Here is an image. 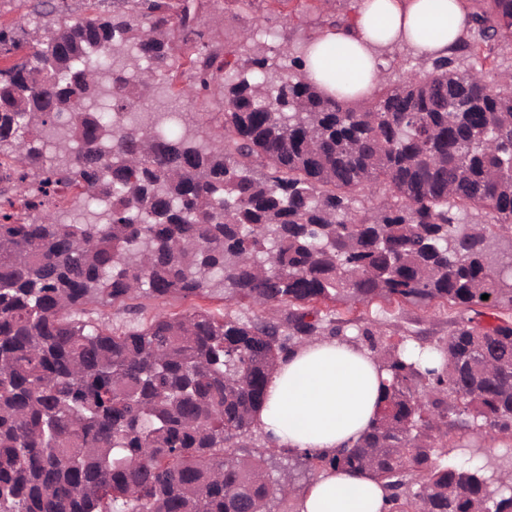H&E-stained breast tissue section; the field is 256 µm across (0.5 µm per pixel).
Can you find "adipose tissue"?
<instances>
[{
  "label": "adipose tissue",
  "instance_id": "adipose-tissue-1",
  "mask_svg": "<svg viewBox=\"0 0 512 512\" xmlns=\"http://www.w3.org/2000/svg\"><path fill=\"white\" fill-rule=\"evenodd\" d=\"M350 26L317 37L305 73L325 94L369 98L384 52L405 47L418 60L447 54L468 28L461 0H356ZM386 369L350 337L321 336L280 358L256 418L274 448L330 455L353 445L375 416ZM297 512H388L378 482L328 466L293 494Z\"/></svg>",
  "mask_w": 512,
  "mask_h": 512
}]
</instances>
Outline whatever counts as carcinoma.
I'll use <instances>...</instances> for the list:
<instances>
[{"label":"carcinoma","instance_id":"1","mask_svg":"<svg viewBox=\"0 0 512 512\" xmlns=\"http://www.w3.org/2000/svg\"><path fill=\"white\" fill-rule=\"evenodd\" d=\"M470 2L448 56L361 103L306 77L308 41L285 73L259 47L227 60L204 0H90L76 18L37 0L36 43L0 27V155L22 166L0 178L42 210L0 205V512H270L295 477L241 449L281 355L344 335L329 304L512 309V0ZM177 50L181 95L222 96V134L202 138L208 113L190 108L130 121L150 95L141 62L169 72ZM64 188L102 208L60 220ZM212 293L259 313L194 305L120 332L84 313ZM435 349L440 372L389 352L362 437L296 461L377 480L391 512H512L511 468L438 453L454 431L512 437V321L462 318Z\"/></svg>","mask_w":512,"mask_h":512}]
</instances>
